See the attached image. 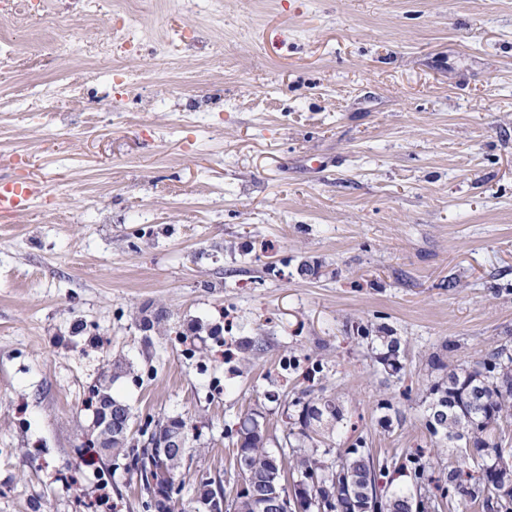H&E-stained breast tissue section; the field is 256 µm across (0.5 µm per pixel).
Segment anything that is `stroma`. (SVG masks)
<instances>
[{
    "label": "stroma",
    "instance_id": "obj_1",
    "mask_svg": "<svg viewBox=\"0 0 512 512\" xmlns=\"http://www.w3.org/2000/svg\"><path fill=\"white\" fill-rule=\"evenodd\" d=\"M139 75L97 112L0 113V183L45 196L0 220V512H148L122 461L86 466L106 384L140 436L189 424L183 500L237 480V425L287 447L304 391L336 396L326 459L363 440L393 487L422 454L438 362L512 355V0H141ZM71 20L13 36L0 93L72 77L109 38ZM166 329H144L142 311ZM385 328L402 368L385 370ZM75 475L79 490L62 483Z\"/></svg>",
    "mask_w": 512,
    "mask_h": 512
}]
</instances>
